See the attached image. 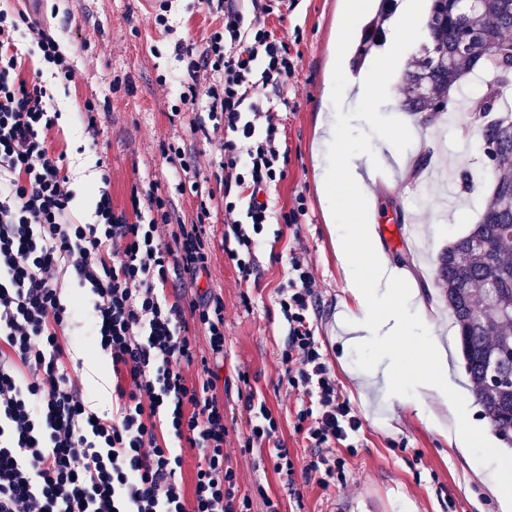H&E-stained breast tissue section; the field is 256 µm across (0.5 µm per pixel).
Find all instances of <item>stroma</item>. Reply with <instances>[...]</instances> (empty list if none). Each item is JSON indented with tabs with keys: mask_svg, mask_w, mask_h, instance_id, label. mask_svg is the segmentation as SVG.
I'll return each mask as SVG.
<instances>
[{
	"mask_svg": "<svg viewBox=\"0 0 512 512\" xmlns=\"http://www.w3.org/2000/svg\"><path fill=\"white\" fill-rule=\"evenodd\" d=\"M343 0H288V12L272 14L265 22L284 42L297 68L284 91L261 89L256 99L269 109L287 150L283 176L267 193L272 220L265 225L263 246L256 253L251 276H243L224 250V213L214 211L208 277L201 287L224 299V368L230 391L224 398L225 445L236 472L239 494L249 496L252 512H265V499L277 502L279 512H503L486 484L500 473L512 475V446L492 430L476 401L463 367L456 340L457 329L435 277V260L450 241L475 223L496 178L487 167L478 145L464 147L456 125L436 119L421 126L399 108L402 71L409 66L423 40L422 32L393 43L391 22L405 0H393L384 10L383 0H372L364 16L342 12ZM169 25L155 22L142 0H47L48 23L62 49L75 65V80L61 84L44 71L38 54L20 42L25 78H41L55 96L62 117L48 136L54 153L66 156L76 193L74 215L89 222L99 189H107L115 210L130 206L133 187L155 184L167 193L174 213L184 223L197 219V197L178 191L180 174L168 164L164 147L177 143L187 155L198 157L204 170V190L222 196L221 185L208 161L216 154L213 141L199 128L208 124L205 102L174 112L179 102V79L186 62L176 56L177 39L190 40L201 50L217 25L215 17L198 0H168ZM349 29L352 47L344 66L332 68L331 54L339 29ZM381 37L368 43L367 34ZM369 54H362L364 44ZM392 52L399 71L373 100L352 90L362 71L385 52ZM98 108V135L87 134L81 114L85 100ZM335 117L342 146L323 144L320 124ZM396 131L397 150L410 159L428 154L431 165L447 170L468 166L473 184L463 209L440 214L426 205L428 186L413 174L391 165L367 191L375 201L374 230L386 258L411 272L413 286L429 313L431 330L446 353L456 394L472 429L474 456L465 459L455 450L437 424L422 418L412 406L418 379L411 353L391 359L382 349L354 342L351 315L356 311L349 292L343 252L346 226L356 224L348 214L347 194H323L317 176L336 163L338 148L387 161L388 131ZM304 211L298 224H284L282 216L296 201ZM419 227L426 254L410 243L390 238V225ZM303 252L317 285L312 315L320 352L336 380L338 391L360 415L363 426L350 446H337L343 461L336 483L318 487L306 480L304 469L314 451L298 425V412L309 407V398L289 390L281 354L287 325L278 305L277 289L288 278L290 250ZM63 298L76 316L65 343L84 360L81 383L94 406L112 405V368L89 330L86 313L95 297L90 288L65 289ZM393 364L405 378L402 395L389 390L375 376L377 364ZM247 374L252 390L264 400L295 464V485L287 487L267 462L266 448L246 447L248 414L237 398L238 374Z\"/></svg>",
	"mask_w": 512,
	"mask_h": 512,
	"instance_id": "1",
	"label": "stroma"
}]
</instances>
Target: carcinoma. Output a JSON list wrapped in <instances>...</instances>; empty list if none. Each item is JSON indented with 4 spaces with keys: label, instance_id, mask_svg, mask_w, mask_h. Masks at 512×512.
Returning a JSON list of instances; mask_svg holds the SVG:
<instances>
[{
    "label": "carcinoma",
    "instance_id": "1",
    "mask_svg": "<svg viewBox=\"0 0 512 512\" xmlns=\"http://www.w3.org/2000/svg\"><path fill=\"white\" fill-rule=\"evenodd\" d=\"M425 29V42L405 75L400 109L429 123L448 111L478 66L491 65L494 79L466 102V111H498L500 61L483 40L461 52V33L512 43V0H479L473 10H451L447 0H432ZM485 132L497 140L495 168L502 175L478 221L439 253L436 278L458 328L472 392L493 430L504 437L512 432V135L500 136L493 121ZM494 369L501 382L491 389Z\"/></svg>",
    "mask_w": 512,
    "mask_h": 512
}]
</instances>
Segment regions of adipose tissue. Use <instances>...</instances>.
Returning <instances> with one entry per match:
<instances>
[{"mask_svg": "<svg viewBox=\"0 0 512 512\" xmlns=\"http://www.w3.org/2000/svg\"><path fill=\"white\" fill-rule=\"evenodd\" d=\"M379 171L371 157L353 156L339 152L336 167L323 171L319 176L322 190H330L341 184L351 191L349 209L363 214L370 209L366 184L375 180ZM345 261L349 271V289L359 312L355 320L357 331L379 338L391 352L402 349L412 330H424L428 323L425 311L408 316L405 304L411 292L406 289L405 276L390 266L380 252L371 224L357 225L348 240ZM368 266V275L357 274L360 266ZM417 362L423 373L419 377L420 391L414 398V406L420 414L431 415L432 404H440L448 412V437L457 446L461 456H468L469 437L464 420L459 416L455 402V386L447 367L445 354L437 339L425 337L417 344Z\"/></svg>", "mask_w": 512, "mask_h": 512, "instance_id": "1", "label": "adipose tissue"}]
</instances>
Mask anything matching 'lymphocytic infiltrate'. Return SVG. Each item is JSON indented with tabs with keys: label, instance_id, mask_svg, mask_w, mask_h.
I'll return each mask as SVG.
<instances>
[{
	"label": "lymphocytic infiltrate",
	"instance_id": "1",
	"mask_svg": "<svg viewBox=\"0 0 512 512\" xmlns=\"http://www.w3.org/2000/svg\"><path fill=\"white\" fill-rule=\"evenodd\" d=\"M252 2L254 17L247 21L237 0H218L224 21L190 56L180 95L183 106L195 105L197 85L207 79L208 118L213 132L224 135V183L247 198L242 208L230 195L220 199L226 232L237 243L227 255L245 275L253 270L246 257L260 246L271 217L263 195L283 174L278 128L258 129L266 112L254 94L261 86L285 88L296 68L263 21L269 5ZM19 31L55 79L66 84L75 75L40 19L0 5V512H251L224 450V399L215 391L224 300L164 293L207 272L215 198L201 189L196 159L171 144L167 163L198 194L196 223L174 221L170 199L154 186L132 191L127 212L115 211L109 193L101 192L94 222H77L65 157L47 145L61 113L46 85L24 77ZM66 280L96 297L90 325L111 359V410L92 408L73 379L83 362L60 342L74 317L62 298ZM278 297L288 324L284 375L289 387L316 402L298 419L315 450L309 468L325 487L342 465L333 444L358 432L362 420L319 353L311 324L315 279L303 254L289 256ZM195 327L204 331L206 349L198 348ZM190 366L196 378L186 377ZM242 400L247 446H267L274 472L293 476L265 402L250 389ZM188 449L198 462L187 491Z\"/></svg>",
	"mask_w": 512,
	"mask_h": 512
}]
</instances>
